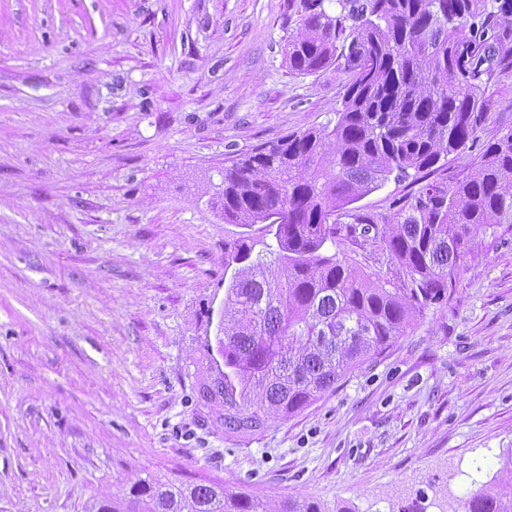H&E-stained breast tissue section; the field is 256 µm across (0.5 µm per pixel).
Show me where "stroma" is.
<instances>
[{
	"instance_id": "obj_1",
	"label": "stroma",
	"mask_w": 512,
	"mask_h": 512,
	"mask_svg": "<svg viewBox=\"0 0 512 512\" xmlns=\"http://www.w3.org/2000/svg\"><path fill=\"white\" fill-rule=\"evenodd\" d=\"M300 0H0V512L127 506L141 478L276 506L397 512L493 487L512 448V224L478 233L448 289L302 412L224 425V169L335 124L350 75L289 70ZM473 146L354 202L384 223L512 129V69ZM338 258L401 274L381 244Z\"/></svg>"
}]
</instances>
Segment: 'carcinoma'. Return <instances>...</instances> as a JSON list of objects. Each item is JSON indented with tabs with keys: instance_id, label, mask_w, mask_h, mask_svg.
Returning a JSON list of instances; mask_svg holds the SVG:
<instances>
[{
	"instance_id": "1",
	"label": "carcinoma",
	"mask_w": 512,
	"mask_h": 512,
	"mask_svg": "<svg viewBox=\"0 0 512 512\" xmlns=\"http://www.w3.org/2000/svg\"><path fill=\"white\" fill-rule=\"evenodd\" d=\"M288 69L313 74L337 61L351 74L336 124L291 133L224 168V222L264 225L224 259V396L232 430L309 407L346 373L382 355L444 300L480 231L512 224V129L448 185L427 184L388 223L346 206L390 178L432 169L474 143L486 89L512 67V0H301ZM352 217L341 223L339 217ZM381 241L406 274L387 288L326 254L341 233ZM263 250L255 251L257 245ZM507 477L455 512H512ZM135 512H269L221 484L138 479ZM277 512H329L288 497Z\"/></svg>"
}]
</instances>
